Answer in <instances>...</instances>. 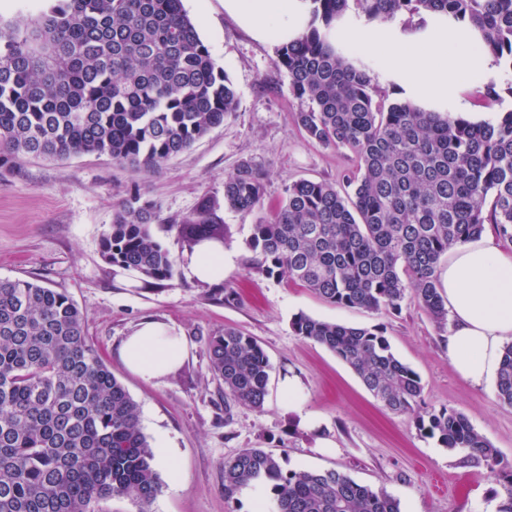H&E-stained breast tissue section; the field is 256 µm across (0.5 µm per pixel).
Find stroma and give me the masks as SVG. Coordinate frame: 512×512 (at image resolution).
Wrapping results in <instances>:
<instances>
[{
    "mask_svg": "<svg viewBox=\"0 0 512 512\" xmlns=\"http://www.w3.org/2000/svg\"><path fill=\"white\" fill-rule=\"evenodd\" d=\"M202 41L224 68L239 97L236 112L156 173H134L105 156L25 159L0 168V278L41 279L66 292L84 314L85 332L105 364L139 406L140 422L156 456L162 489L151 512H252L258 492L224 500V461L244 448H265L288 467L337 469L388 493L401 512H493L500 485L484 467L425 437L407 414L385 410L336 354L296 336V314L353 327L378 328L396 356L423 385L421 410L462 412L512 466V406L495 386L460 378L448 361V327L436 323L414 297L394 312L340 308L309 290L249 271L247 242L255 215L225 212L231 237L224 252L231 268L218 302L211 286L190 280V257L168 219L192 215L204 196H224V178L244 161L265 175L262 215L300 179L341 182L356 166L345 148L311 141L295 121L301 104L286 72L275 66L276 46L262 42L224 10V0H183ZM157 201L153 230L175 260V274L153 289L127 284L121 268L101 255V239L118 205L132 190ZM145 318L175 324L187 343L179 367L158 381L130 372L116 351ZM233 327L253 337L270 363L263 409H224V383L209 367L208 340ZM305 390L301 411L283 397L288 378ZM318 426L306 428L302 414Z\"/></svg>",
    "mask_w": 512,
    "mask_h": 512,
    "instance_id": "obj_1",
    "label": "stroma"
}]
</instances>
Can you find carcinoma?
<instances>
[{"label": "carcinoma", "instance_id": "carcinoma-1", "mask_svg": "<svg viewBox=\"0 0 512 512\" xmlns=\"http://www.w3.org/2000/svg\"><path fill=\"white\" fill-rule=\"evenodd\" d=\"M355 2L365 18L442 16L474 31L483 49L512 74V0H306L309 20L276 50L302 105L297 121L325 147L358 159L350 190L326 181L289 183L270 218L252 225L251 270L286 279L338 307L398 310L413 294L438 323L448 307L438 267L459 243L493 224L512 238V109L495 125L453 122L409 100L384 108L370 64L352 63L330 40ZM224 68L182 0H48L27 24L0 16V168L26 157L95 154L151 173L188 150L237 111ZM264 183L249 161L224 180V205L204 198L176 222L193 252L224 246L218 210L251 214ZM161 207L130 192L101 240L104 260L161 286L175 260L153 233ZM295 335L334 352L392 413L466 466L503 477L512 512V468L461 412H419L418 373L382 332L299 314ZM211 371L229 401L264 407L269 359L232 328L208 342ZM498 399L512 405V345L504 347ZM255 486L270 494L269 512H401L399 502L336 469L285 468L263 448L224 461V500ZM161 490L139 409L87 339L83 315L63 291L25 279H0V512H101L123 497L150 512Z\"/></svg>", "mask_w": 512, "mask_h": 512}]
</instances>
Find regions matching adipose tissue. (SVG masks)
Returning <instances> with one entry per match:
<instances>
[{
  "label": "adipose tissue",
  "instance_id": "1",
  "mask_svg": "<svg viewBox=\"0 0 512 512\" xmlns=\"http://www.w3.org/2000/svg\"><path fill=\"white\" fill-rule=\"evenodd\" d=\"M224 9L264 42L297 38L307 22L304 0H224ZM341 40L375 52L414 101L431 104L458 94L465 80L495 79L491 56L459 24L438 18L425 30L409 32L394 22L377 28H341ZM451 324L448 360L464 380L482 384L496 378L503 349L512 341V254L483 235L453 247L443 274ZM187 346L176 327L154 320L138 324L119 357L146 381L178 367Z\"/></svg>",
  "mask_w": 512,
  "mask_h": 512
}]
</instances>
